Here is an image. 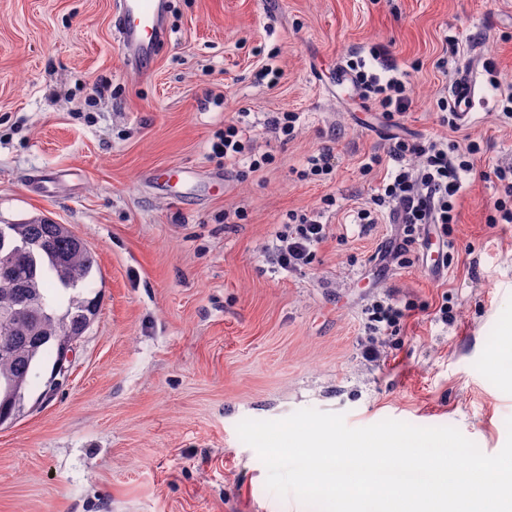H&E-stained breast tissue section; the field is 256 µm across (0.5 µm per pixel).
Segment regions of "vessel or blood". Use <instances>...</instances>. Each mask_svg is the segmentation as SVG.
Segmentation results:
<instances>
[{
    "label": "vessel or blood",
    "instance_id": "b4317fda",
    "mask_svg": "<svg viewBox=\"0 0 512 512\" xmlns=\"http://www.w3.org/2000/svg\"><path fill=\"white\" fill-rule=\"evenodd\" d=\"M169 7L170 0H116L113 28L132 72L144 73L160 45L167 41ZM475 95L473 68L463 66L448 92V103L459 119L470 118Z\"/></svg>",
    "mask_w": 512,
    "mask_h": 512
}]
</instances>
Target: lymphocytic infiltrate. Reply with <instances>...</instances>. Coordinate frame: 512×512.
Segmentation results:
<instances>
[{"mask_svg":"<svg viewBox=\"0 0 512 512\" xmlns=\"http://www.w3.org/2000/svg\"><path fill=\"white\" fill-rule=\"evenodd\" d=\"M382 70L367 69L365 61L352 67L353 81L362 99L372 101L383 117L392 125L404 120L413 103L411 89L395 74L396 64L386 49L373 51ZM248 125L232 121L224 126L220 145L213 152L225 165L237 168L249 163L251 169H260L261 160L245 161L244 152L250 141ZM476 142L466 146L447 145L437 141L394 137L386 157L372 156L364 163V171H373L383 159H390L394 167L386 181L379 185L370 202L357 212L356 221L363 230H370L382 217H390L400 226V256H410L419 233L428 226L447 234L448 227L457 223V201L465 186L463 177L473 167L477 154ZM320 209L304 213L292 212L284 230L276 232L270 253L278 268L294 271L308 266L314 250L330 235V225L322 221Z\"/></svg>","mask_w":512,"mask_h":512,"instance_id":"obj_1","label":"lymphocytic infiltrate"}]
</instances>
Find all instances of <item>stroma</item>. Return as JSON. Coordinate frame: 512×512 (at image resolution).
<instances>
[{
  "label": "stroma",
  "instance_id": "obj_1",
  "mask_svg": "<svg viewBox=\"0 0 512 512\" xmlns=\"http://www.w3.org/2000/svg\"><path fill=\"white\" fill-rule=\"evenodd\" d=\"M112 3L0 0V224L68 225L99 265L69 381L46 393L42 367L0 425V512H313L267 489L236 431L308 407L352 428L452 426L497 454L512 418V224L487 218L507 198L492 171L512 166V122L482 70L457 132L437 102L467 61L494 59L512 88V0H170L171 38L140 76ZM377 46L413 92L400 129L337 79ZM284 111L300 116L285 144L264 126ZM241 116L253 153L274 157L244 175L212 153ZM400 132L481 146L440 275L391 259L396 225L353 222L385 174L364 159ZM326 145L333 172L302 176ZM181 167L200 173L192 188L157 184ZM39 177L55 191H34ZM327 196L333 232L313 262L275 268L266 247L289 212ZM384 297L410 311L368 362L366 311Z\"/></svg>",
  "mask_w": 512,
  "mask_h": 512
}]
</instances>
